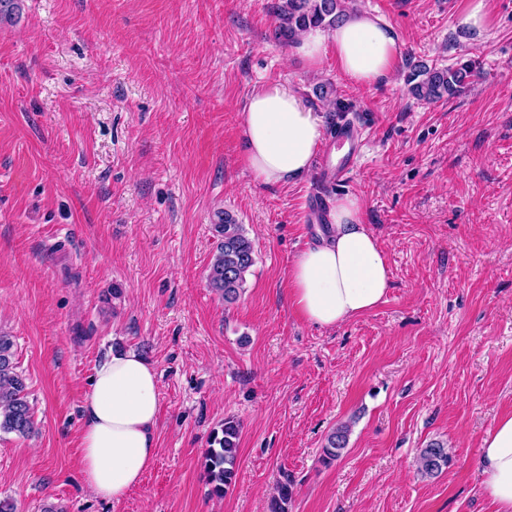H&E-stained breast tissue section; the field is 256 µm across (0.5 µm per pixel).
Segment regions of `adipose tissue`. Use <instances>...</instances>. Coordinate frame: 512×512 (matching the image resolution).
Masks as SVG:
<instances>
[{
  "label": "adipose tissue",
  "mask_w": 512,
  "mask_h": 512,
  "mask_svg": "<svg viewBox=\"0 0 512 512\" xmlns=\"http://www.w3.org/2000/svg\"><path fill=\"white\" fill-rule=\"evenodd\" d=\"M297 52L315 71L334 53L352 82L372 87L394 74L400 46L384 19L351 10L331 31L302 33ZM240 129L242 159L268 186L306 175L323 138L320 118L294 89L280 84L254 89ZM362 211L357 196L339 199L328 235L303 250L288 270L292 300L315 327L335 328L374 310L388 294L387 258ZM159 402L156 371L137 352L117 350L96 365L82 400L79 434V471L94 496L123 500L153 466ZM480 464L497 512H512V416L499 419L483 439Z\"/></svg>",
  "instance_id": "1"
}]
</instances>
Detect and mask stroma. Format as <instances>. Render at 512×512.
Returning a JSON list of instances; mask_svg holds the SVG:
<instances>
[{
    "label": "stroma",
    "mask_w": 512,
    "mask_h": 512,
    "mask_svg": "<svg viewBox=\"0 0 512 512\" xmlns=\"http://www.w3.org/2000/svg\"><path fill=\"white\" fill-rule=\"evenodd\" d=\"M282 0H22L0 20V332L34 431L0 433V498L15 512H496L480 448L512 415V0H353L400 41L389 83L356 87L327 56L310 71L275 36ZM478 58L484 76L436 103L407 63ZM266 83L331 128L353 115L363 154L330 199H362L391 288L331 330L306 322L288 269L315 241L317 172L257 182L240 114ZM252 241L243 293L208 286L219 212ZM134 349L155 368L158 453L118 504L79 474L81 403L97 362ZM240 424L237 482L218 500L200 466ZM350 423L343 456L321 461ZM448 444L442 472L417 457ZM447 446L440 441H433L422 448L418 458V466L422 475L434 476L447 467L449 463Z\"/></svg>",
    "instance_id": "stroma-1"
}]
</instances>
